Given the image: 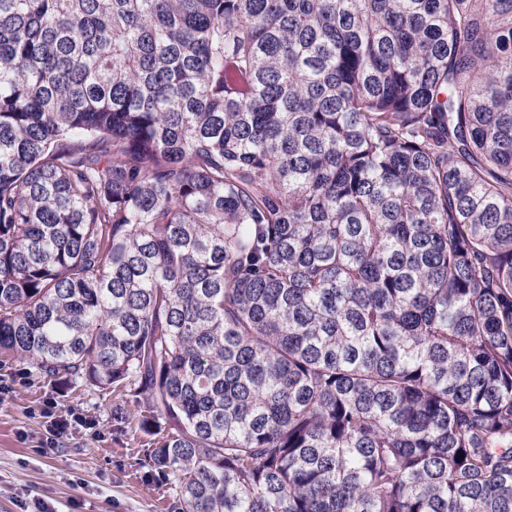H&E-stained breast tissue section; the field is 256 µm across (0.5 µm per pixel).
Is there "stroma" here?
Segmentation results:
<instances>
[{"label":"stroma","mask_w":512,"mask_h":512,"mask_svg":"<svg viewBox=\"0 0 512 512\" xmlns=\"http://www.w3.org/2000/svg\"><path fill=\"white\" fill-rule=\"evenodd\" d=\"M72 410L87 421L60 438L48 454L36 447L48 423L47 403ZM133 400L85 384L41 379L19 362L0 366V512H179L175 492L164 482L145 481L138 461L149 437L132 427L117 429L116 405Z\"/></svg>","instance_id":"1"}]
</instances>
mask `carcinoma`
<instances>
[{
  "mask_svg": "<svg viewBox=\"0 0 512 512\" xmlns=\"http://www.w3.org/2000/svg\"><path fill=\"white\" fill-rule=\"evenodd\" d=\"M0 359L182 512H512V0H0Z\"/></svg>",
  "mask_w": 512,
  "mask_h": 512,
  "instance_id": "1",
  "label": "carcinoma"
}]
</instances>
